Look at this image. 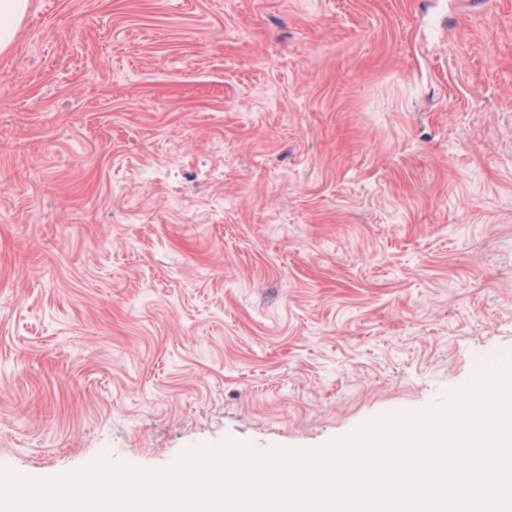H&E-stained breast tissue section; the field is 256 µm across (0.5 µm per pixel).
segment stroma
Returning a JSON list of instances; mask_svg holds the SVG:
<instances>
[{
	"instance_id": "35a3bbf8",
	"label": "stroma",
	"mask_w": 512,
	"mask_h": 512,
	"mask_svg": "<svg viewBox=\"0 0 512 512\" xmlns=\"http://www.w3.org/2000/svg\"><path fill=\"white\" fill-rule=\"evenodd\" d=\"M509 360L512 0H30L0 467L317 449Z\"/></svg>"
}]
</instances>
